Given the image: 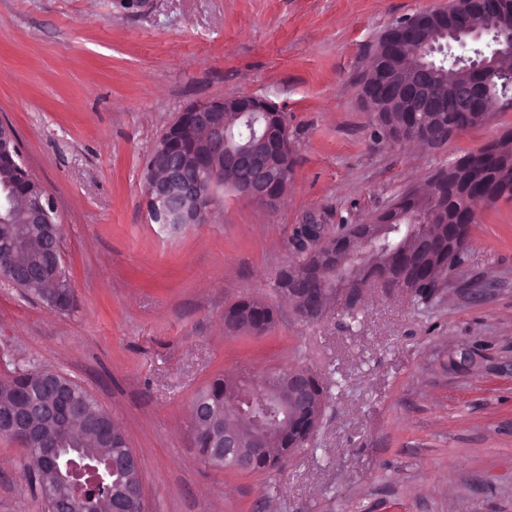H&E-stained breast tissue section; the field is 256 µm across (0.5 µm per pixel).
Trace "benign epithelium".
I'll return each instance as SVG.
<instances>
[{"label":"benign epithelium","instance_id":"obj_1","mask_svg":"<svg viewBox=\"0 0 512 512\" xmlns=\"http://www.w3.org/2000/svg\"><path fill=\"white\" fill-rule=\"evenodd\" d=\"M496 5L489 0H478L477 13L460 26L449 28L443 37L451 39L461 58H468L476 48L485 44L490 35V17ZM384 82L393 87L411 104L414 112H427L434 124L443 125L437 99L432 94L434 84L432 71L427 67H412L406 72L383 74ZM476 78L457 81L454 97L459 111L477 110ZM263 115L259 132L250 135L249 142L241 144L231 138L229 129L233 120ZM195 130L202 137L194 142L185 138L186 131ZM292 152L288 127L277 107L262 97L241 95L196 101L181 112L165 130L155 145L147 166L144 192L149 215L154 223L183 227L201 224L214 208L221 180L226 172L241 168L249 171L242 196L258 201L268 207L277 205L281 198L280 188L290 177L286 166H278L272 158ZM22 169L20 148L13 128L0 123V172ZM37 193L18 197V192L9 180H0V210L20 208L26 224H48L50 228L39 235L38 252L42 262L19 266L11 272V282L36 281L57 273L62 263V251L56 224V208L50 196L38 183H33ZM14 225L12 233L0 239V250L13 253L30 246L34 235L18 232ZM391 229L389 224H371L365 235L340 238L327 230L325 224L309 225V253L315 257L317 271L336 269L338 258L360 257L364 248L374 239ZM407 240L411 253L419 254L435 249V241L421 225L407 227ZM309 277L286 266L278 282L279 292L288 296L295 306L298 318L311 322L326 316L330 303L338 299L345 303L356 301L351 289L339 284L327 295L322 288H308ZM56 372L39 373L38 382L29 375H9L0 379L15 391L16 402L0 407V430L13 437L26 448L36 468L55 465L61 454L79 448L72 426L89 418V412L79 406L71 393L58 386ZM316 375L309 369L290 372L284 378L269 382L254 393L276 402L288 409V438L295 434L315 432L319 414L314 409V385ZM42 410V416L57 427V438L50 448H30L29 438L34 424L30 410ZM278 431L273 426L265 430H254L251 436L255 452L268 451L269 438ZM112 475L122 480L129 473L141 474V463L133 450L108 459ZM79 492L71 491L63 498L50 500L49 512H81ZM112 512H143L142 482L122 498L112 500Z\"/></svg>","mask_w":512,"mask_h":512}]
</instances>
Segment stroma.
I'll return each instance as SVG.
<instances>
[{
    "instance_id": "obj_1",
    "label": "stroma",
    "mask_w": 512,
    "mask_h": 512,
    "mask_svg": "<svg viewBox=\"0 0 512 512\" xmlns=\"http://www.w3.org/2000/svg\"><path fill=\"white\" fill-rule=\"evenodd\" d=\"M449 0H0V121L52 197L73 303L0 279V377L48 367L87 390L141 462L146 512H512V201L481 209L429 303L364 288L357 320H299L276 289L295 227L337 228L423 190L512 128V109L440 149L374 137L360 98L389 28ZM257 95L284 113L294 173L276 207L221 201L151 221L150 154L190 103ZM275 312L256 335L234 301ZM313 370L330 397L311 450L276 473L216 469L192 446L213 379ZM0 512H46L0 436Z\"/></svg>"
}]
</instances>
